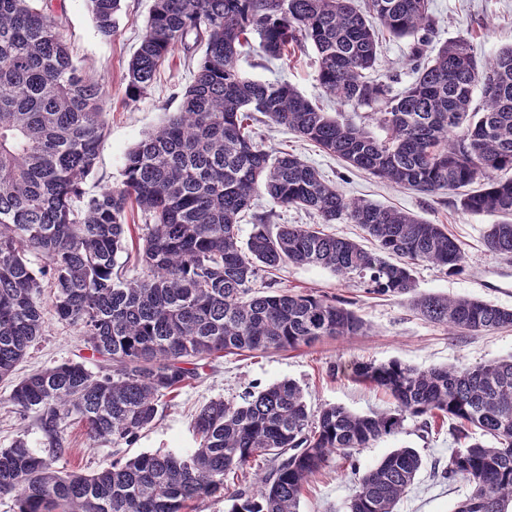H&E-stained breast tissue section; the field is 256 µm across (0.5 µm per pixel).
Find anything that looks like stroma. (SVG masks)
<instances>
[{"instance_id": "obj_1", "label": "stroma", "mask_w": 512, "mask_h": 512, "mask_svg": "<svg viewBox=\"0 0 512 512\" xmlns=\"http://www.w3.org/2000/svg\"><path fill=\"white\" fill-rule=\"evenodd\" d=\"M63 33L90 75L99 79L105 92L106 130L99 148L88 190L119 181L126 153L147 132L158 127L170 113L178 111L179 94L191 84L195 60L175 51L162 65L153 87L139 101H128L125 88L128 64L144 31L153 0H122L117 28L112 38L102 37L88 10L86 0H53ZM436 19L435 34L426 49L434 55L439 46L466 37L478 58L484 59L512 44V0H430ZM413 38L383 37L382 52L372 78L393 76V90L407 87L414 79L408 63ZM240 73L259 81L282 82L318 102L336 118L364 127L375 136L383 131L375 122L372 107L327 97L317 81V53L305 45L286 63H268L260 50L240 56ZM263 148L298 155L318 169L349 198L364 199L406 211L433 224L445 225L466 253V268L457 275L430 264L415 268V292L419 295L468 297L512 307V257L486 253L483 235L488 217L464 211L452 192L423 194L399 188L365 172L348 169L336 157L282 127L268 125L263 118L253 122ZM267 216L270 225L315 224L317 215L293 208H281L268 196L257 197L251 213L239 224L241 239H248L254 218ZM272 287L294 293H314L347 300L365 322L363 334L348 338L325 337L294 349L227 354L208 363L199 380L164 398L154 427L141 433L132 445L92 443L84 426L71 422L68 450L55 462L57 469L93 474L114 462H125L142 453L179 452L196 445L191 427L193 414L206 402L223 398L240 401L246 391L293 380L303 390L311 407L339 404L358 414L388 409L391 400L382 390L358 382L353 367L359 362L397 360L426 370L446 364L475 365L512 356V328L478 335H454L412 310L409 299L366 294L356 284L339 279L330 270L314 266L286 265L266 274ZM67 360L81 361L98 370L101 361L87 350L75 330L61 323L53 311L45 313L42 340L17 367L14 377L22 379L34 370ZM12 385L0 382V448L9 447L22 432L32 443L41 434L33 415H20L9 401ZM453 446L447 425H433L423 431L416 419L405 421L401 433L361 449L354 461L332 457L327 466L306 485L300 512H345L357 489L355 469L374 466L391 450L416 449L423 466L397 512H454L469 492L461 481L450 482L437 472L448 462Z\"/></svg>"}]
</instances>
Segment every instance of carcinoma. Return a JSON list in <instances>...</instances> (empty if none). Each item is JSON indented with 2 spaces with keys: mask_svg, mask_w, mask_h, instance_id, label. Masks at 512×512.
<instances>
[{
  "mask_svg": "<svg viewBox=\"0 0 512 512\" xmlns=\"http://www.w3.org/2000/svg\"><path fill=\"white\" fill-rule=\"evenodd\" d=\"M100 35L116 29L121 0H87ZM434 20L429 0H154L128 66L126 96L142 97L177 47L201 53L179 111L126 154L122 180L87 194L103 137L101 84L74 60L52 0H0V380L10 379L44 334L51 309L109 362L100 372L67 361L17 382L10 402L35 424L48 452L26 434L0 448V496L14 512H188L224 493V479L264 457L269 471L235 495L231 512H300L305 485L333 456L344 460L394 436L409 418L429 429L452 421L456 448L441 475L470 493L455 512H512V358L418 370L398 361L360 362L355 377L394 401L358 415L339 405L311 410L291 380L211 400L193 421L198 446L143 453L94 474L63 473L75 417L93 442L131 444L151 427L160 400L196 372L194 359L310 345L357 336L366 324L336 298L255 287L259 265L316 266L373 295L412 296V306L451 331L512 327V309L472 298L414 295L413 268L462 272L465 251L442 224L360 199L295 154H271L246 120L258 112L346 167L424 194L452 191L463 210L494 218L488 252L512 256V46L479 62L459 37L441 45L400 92L366 76L379 33L418 36L419 57ZM271 60L311 44L317 82L332 98L380 104L385 136L343 123L291 85L239 73L250 39ZM482 106L472 107L475 92ZM266 193L278 206L315 213L323 224L359 225L373 250L316 224L259 218L246 243L243 214ZM136 207L149 217L139 248L143 275L126 279L117 256ZM422 467L414 448L391 450L358 474L346 512H396Z\"/></svg>",
  "mask_w": 512,
  "mask_h": 512,
  "instance_id": "cac0c4a2",
  "label": "carcinoma"
}]
</instances>
